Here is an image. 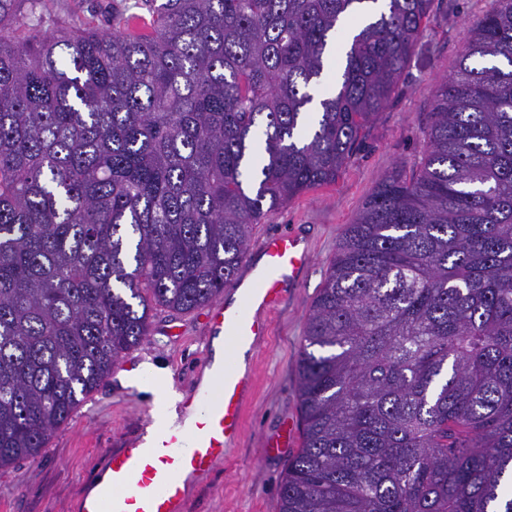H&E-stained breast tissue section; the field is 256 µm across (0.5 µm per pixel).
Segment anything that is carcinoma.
<instances>
[{"instance_id":"1","label":"carcinoma","mask_w":512,"mask_h":512,"mask_svg":"<svg viewBox=\"0 0 512 512\" xmlns=\"http://www.w3.org/2000/svg\"><path fill=\"white\" fill-rule=\"evenodd\" d=\"M40 3L0 0V468L336 182L432 0H146L147 31L51 36ZM297 368L280 512H512V0L472 23L418 172L345 229Z\"/></svg>"}]
</instances>
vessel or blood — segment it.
I'll return each instance as SVG.
<instances>
[{
  "instance_id": "b4317fda",
  "label": "vessel or blood",
  "mask_w": 512,
  "mask_h": 512,
  "mask_svg": "<svg viewBox=\"0 0 512 512\" xmlns=\"http://www.w3.org/2000/svg\"><path fill=\"white\" fill-rule=\"evenodd\" d=\"M310 261L308 242L299 233L267 236L247 257L233 295L205 308L209 335L224 336L231 355L256 345L270 332L271 312L299 284ZM252 385L251 375H238L231 366L221 369L216 385L200 389L191 400L192 428L139 437L112 453L107 483L84 492L81 512H183L180 476L209 471L240 439L243 396Z\"/></svg>"
}]
</instances>
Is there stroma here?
Masks as SVG:
<instances>
[{"mask_svg":"<svg viewBox=\"0 0 512 512\" xmlns=\"http://www.w3.org/2000/svg\"><path fill=\"white\" fill-rule=\"evenodd\" d=\"M490 0H433L426 31L402 77V91L364 133L336 183L319 187L270 212L256 225L250 247L267 234L301 232L311 263L298 288L271 317L272 331L257 345L255 386L244 398L245 429L228 456L189 488L184 512H279L280 488L294 449L264 455L266 440L300 418L297 363L309 307L336 255V245L378 180L424 158L432 108L442 77L451 73L470 23ZM141 0H43L46 32L94 27L111 32L117 14L141 13ZM211 337L199 312H153L145 339L119 362L79 410L50 437L35 460L0 469V512H79L80 495L108 456L152 421V405L125 372L144 364L167 368L174 390L195 394Z\"/></svg>","mask_w":512,"mask_h":512,"instance_id":"1","label":"stroma"}]
</instances>
